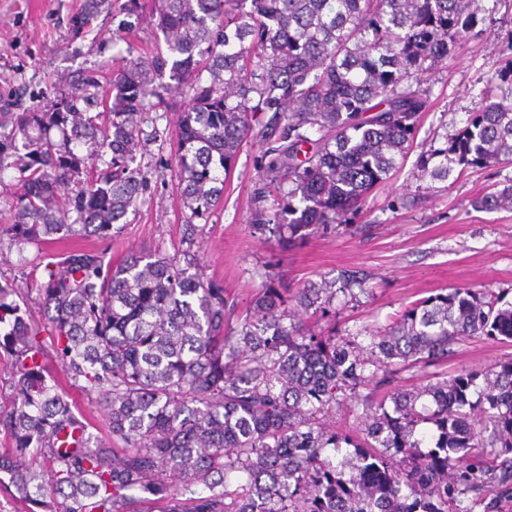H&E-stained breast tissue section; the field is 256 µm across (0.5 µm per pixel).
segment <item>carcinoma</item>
Segmentation results:
<instances>
[{"label":"carcinoma","mask_w":512,"mask_h":512,"mask_svg":"<svg viewBox=\"0 0 512 512\" xmlns=\"http://www.w3.org/2000/svg\"><path fill=\"white\" fill-rule=\"evenodd\" d=\"M104 0L70 18L92 27ZM140 18L141 0H111ZM475 0H158L166 49L125 62L103 89L80 74L49 109L0 120V173L16 169L17 243L108 237L145 202L136 151L151 113L167 112L164 78L186 89L176 130L178 191L188 245L118 261L84 250L28 273L47 324L35 325L0 286V358L16 401L0 410L15 440L0 474L42 512H484L512 500V360L371 401L357 430L329 410L370 383L425 368L464 336L512 340V304L454 288L407 310L384 331L326 335L303 315L331 311L362 281L266 287L236 318L190 247L224 193L252 115L270 209L253 227L279 228L283 248L334 229L403 159L429 91L420 72L447 58L476 23ZM211 80H203V72ZM512 63L486 83L485 106L432 151L422 172L512 157ZM101 91L102 110L91 111ZM59 139L51 138V131ZM438 160L432 164V160ZM68 204L54 206L65 187ZM512 209V185L474 201ZM51 347L66 382L99 391L117 448L96 439L44 362ZM350 449L341 461L336 452Z\"/></svg>","instance_id":"cac0c4a2"}]
</instances>
